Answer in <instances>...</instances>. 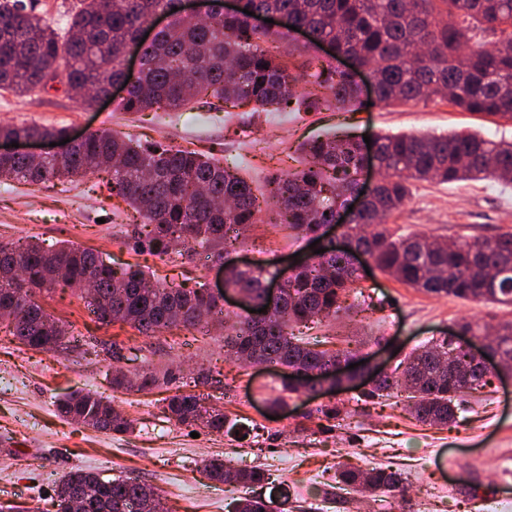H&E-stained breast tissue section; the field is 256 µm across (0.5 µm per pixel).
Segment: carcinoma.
Instances as JSON below:
<instances>
[{
  "instance_id": "cac0c4a2",
  "label": "carcinoma",
  "mask_w": 512,
  "mask_h": 512,
  "mask_svg": "<svg viewBox=\"0 0 512 512\" xmlns=\"http://www.w3.org/2000/svg\"><path fill=\"white\" fill-rule=\"evenodd\" d=\"M211 13L185 19L172 11L179 0H77L68 16V37L43 25L23 0H0V90L19 96L44 91L52 73L81 92L88 82L98 93L125 79L126 48L159 14L173 17L143 46L141 73L119 101L124 112L181 111L212 97L224 108L252 106L254 112L297 110L354 112L364 105L353 76L329 60L311 56L292 67L274 33L253 23V15L277 14L307 29L310 41L336 43L370 71L378 88L372 103L401 105L426 101L447 91L452 104L467 112L512 122V0H244L250 11L226 13L212 0ZM267 68H262V65ZM311 85L298 94L300 81ZM63 139L66 130L38 125L0 126V135ZM375 151L363 156L350 136L316 139L298 145L301 168L275 172L266 191L239 174V168L195 151L163 144L143 145L107 130L95 131L59 156L41 160L0 158V179L34 184L112 172V195L125 201L141 220L112 225V237L133 241L142 253L163 258L177 252L191 260L201 248L213 258L238 240V230L269 221L285 224L327 248L301 262L284 286L279 306L263 323L247 315L225 320L223 299L204 289L172 288L137 266L116 272L90 248L37 242L23 247L0 244V326L19 344L34 350L66 349L69 328L48 314L40 297L62 285L81 294L95 286L92 313L99 322L128 325L142 336L172 328L210 335V322L224 329V350L251 362L316 367L325 359L353 357L349 347L321 349L294 333L299 324L339 316L354 294L360 273L348 255L317 242L319 225L336 217L347 194L364 190L359 169L366 162L381 177L369 191L358 222L347 228L355 244L383 274L429 294L453 295L483 303H512V270L487 291L489 268L512 263V233L443 244L428 234L394 236L385 220L408 200L412 180L443 182L509 179L512 141L472 132L451 135L373 134ZM277 275L272 264L250 265L227 273L226 282L256 305L264 284ZM496 345L512 371V322L496 328ZM448 337L411 349L391 375L363 393L366 398L407 392L409 413L428 425L445 426L456 402L490 382L489 372L472 356H449ZM161 385L147 368L112 377L115 390H152ZM57 408L70 420L100 432L125 434L128 420L112 402L76 391ZM170 419L201 423L222 432L228 420L208 411L193 394L166 399ZM210 476L224 483L262 488L266 470H233L224 460L208 463ZM341 483L369 495L404 491L401 473L387 468L345 466ZM81 504L80 512H164L157 490L121 477L106 484L90 471L73 469L58 481L53 506ZM235 512H271L262 494L245 498Z\"/></svg>"
}]
</instances>
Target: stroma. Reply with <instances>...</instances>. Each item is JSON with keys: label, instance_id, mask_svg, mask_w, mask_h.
Masks as SVG:
<instances>
[{"label": "stroma", "instance_id": "35a3bbf8", "mask_svg": "<svg viewBox=\"0 0 512 512\" xmlns=\"http://www.w3.org/2000/svg\"><path fill=\"white\" fill-rule=\"evenodd\" d=\"M38 124L71 136L109 129L143 143L160 142L243 165L255 187L269 173L298 166L296 146L343 131L353 138L374 133L448 134L476 131L492 140L512 139V123L481 117L449 103L447 96L407 105H372L357 112H224L198 101L190 112L120 110L116 100L83 108L63 86L19 97L0 90V124ZM99 172L70 183L0 180V243L36 240L46 247L70 241L102 252L115 269L150 267L173 286L214 290L224 269L198 254L160 260L133 252L112 238L127 221L126 203L109 195ZM387 224L397 235L426 233L442 240L485 238L512 232V183L489 179L443 183L415 181L405 206ZM307 238L268 226L252 228L232 249L235 260L292 261L307 254ZM363 312L348 321L351 332L371 337L359 353L371 364L388 362L391 345L403 351L459 330L464 322L494 327L512 321V305L465 301L409 288L380 272L362 276ZM47 311L67 323L66 351L30 350L0 332V506L20 512H55L50 497L58 479L80 467L104 479L128 476L155 487L169 512H233L249 488L212 480L206 465L262 467L285 496L286 512H389L390 502L363 500L338 486L336 471L390 467L406 479L402 512H512V386L492 382L473 395L446 426L416 421L401 396L364 400L358 391L314 398L296 396L273 407L280 368L246 366L224 351L222 341L181 327L146 337L118 324L102 326L84 300L59 288L45 297ZM118 344L120 360L106 349ZM152 366L169 371L167 389L113 393L112 374ZM209 368L208 384L196 367ZM113 398L133 422L125 435H107L60 417L59 399L75 390ZM180 390L200 396L205 407L224 411L240 433H216L166 418L161 400ZM350 409L341 426L317 420L319 406Z\"/></svg>", "mask_w": 512, "mask_h": 512}]
</instances>
